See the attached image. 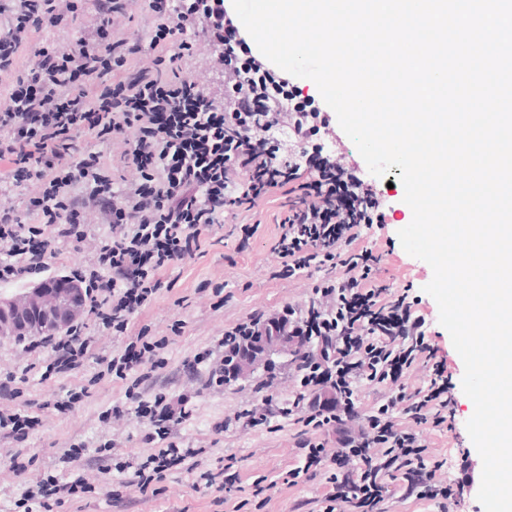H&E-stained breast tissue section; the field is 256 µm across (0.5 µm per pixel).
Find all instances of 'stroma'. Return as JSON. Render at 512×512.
Wrapping results in <instances>:
<instances>
[{
    "label": "stroma",
    "mask_w": 512,
    "mask_h": 512,
    "mask_svg": "<svg viewBox=\"0 0 512 512\" xmlns=\"http://www.w3.org/2000/svg\"><path fill=\"white\" fill-rule=\"evenodd\" d=\"M400 173L395 166L378 177L360 166V178L379 195L384 221L361 230L353 246L382 254L378 280L392 294L406 292L417 299V311L426 319L431 341L452 360L453 428L430 421L415 426L428 467L434 470L436 482L445 484L453 479L454 466L463 457H479L466 429L474 404L462 391L463 361L439 322L436 301L425 291L432 269L409 255L398 236L412 220V210L403 200ZM281 198V193H273L249 212L255 224L250 239H243L239 225L232 221L215 226L204 236L197 257L163 273L162 288L134 316L124 334L107 332L88 321L84 330L90 341L87 358L72 374L45 376L46 354L29 353L0 340V371L14 373L21 391L10 401V408L29 411L41 420L26 441L0 435V512H26L23 499L29 488L46 476H65L64 459L82 442L90 446L80 462L86 490L53 512H349L348 505L333 506L327 500L332 468L313 476L297 472L304 463L303 443L322 442L332 451L336 442L298 417L282 415V407L297 391L286 348L272 346L269 371L256 372L232 386L205 385L203 378L183 367L197 353L213 348L225 328L239 319L303 303L321 279L318 271L291 282L272 276L280 263L273 245L279 233ZM109 234L108 225L96 224L86 240L60 245L48 276L88 264L96 244ZM218 284L224 287L220 308L212 293ZM140 335L149 342L164 340L165 346L159 352L161 365L137 385L139 392L148 399L162 395L175 400L183 394L189 398L187 419L163 441L147 440L148 428L127 397L131 379L106 370V359ZM69 390L82 392V400L70 411L55 410L54 401ZM116 406L124 412L117 422L105 416L106 410ZM262 407L270 410L267 419L243 425L242 415ZM166 442L199 449L196 469L178 466L157 472L147 467V457ZM124 461L145 464L140 481L126 482L116 471V464ZM219 470L224 473L223 491L204 490V473ZM387 486L390 493L384 512H484L473 488L453 499L430 500L407 495L399 478L388 480Z\"/></svg>",
    "instance_id": "stroma-1"
}]
</instances>
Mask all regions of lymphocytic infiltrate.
Instances as JSON below:
<instances>
[{"label": "lymphocytic infiltrate", "instance_id": "f902f5d3", "mask_svg": "<svg viewBox=\"0 0 512 512\" xmlns=\"http://www.w3.org/2000/svg\"><path fill=\"white\" fill-rule=\"evenodd\" d=\"M133 7V0H0V162L9 183L0 192V281L43 272L59 244L86 239L91 225L112 230L94 260L66 276L82 297L79 313L55 335L27 338V349L47 353L46 375L80 368L86 317L124 333L161 288L162 271L195 257L227 214L281 191L274 278L327 265L342 275L322 280L303 304L238 321L186 369H206L208 383L224 385L229 351H238L244 373L265 348L286 345L301 387L288 414L331 426L336 438V455L310 445L302 467L337 466L331 501L376 512L388 493L381 475L397 463L409 492L456 495L463 482L435 483L417 434L394 421L400 410L417 424L451 425L455 409L447 360L428 339L425 317L377 281L379 254L352 247L361 228L383 218L377 195L344 152L312 149L318 126L273 108L244 70L225 66L224 45L242 41L225 18V0H205L199 10L193 0H149L145 38L122 31ZM62 28L71 31L67 40L34 44L36 34ZM275 127L291 128L306 148L304 163L279 160L267 136ZM115 145L133 179L105 167L104 151ZM17 189L35 226L21 221ZM420 354L432 377L410 397L402 378ZM364 380L394 388L365 418L355 401ZM136 413L160 437L187 417L182 401L163 396L138 400ZM83 485L75 468L64 479L47 476L29 493L28 512H52Z\"/></svg>", "mask_w": 512, "mask_h": 512}]
</instances>
